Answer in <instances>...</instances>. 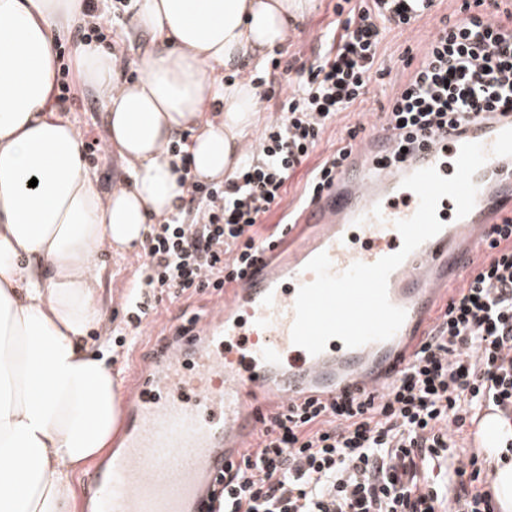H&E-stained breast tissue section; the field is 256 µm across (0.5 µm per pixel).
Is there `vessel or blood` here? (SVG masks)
Masks as SVG:
<instances>
[{
  "label": "vessel or blood",
  "instance_id": "1",
  "mask_svg": "<svg viewBox=\"0 0 512 512\" xmlns=\"http://www.w3.org/2000/svg\"><path fill=\"white\" fill-rule=\"evenodd\" d=\"M506 128L512 114L473 119L460 131L421 137L411 154L398 157L396 139L374 124L335 186L300 211L268 258L226 290L223 303L156 338L129 385L125 447L85 479L83 494L97 512H205L225 464L257 430V410L310 396L383 393L412 360L406 340L427 331L440 286H466L490 215L512 201V157H489L474 175L478 193L467 216L457 217L451 198L440 199L442 230L389 277V299L406 311L391 339L350 349L333 338L316 356L293 344L297 289L314 279L305 266L324 252L338 274L397 252L395 223L418 207L402 180L429 166L452 177L463 143L491 148Z\"/></svg>",
  "mask_w": 512,
  "mask_h": 512
}]
</instances>
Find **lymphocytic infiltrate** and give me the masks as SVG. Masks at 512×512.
<instances>
[{
	"label": "lymphocytic infiltrate",
	"instance_id": "lymphocytic-infiltrate-1",
	"mask_svg": "<svg viewBox=\"0 0 512 512\" xmlns=\"http://www.w3.org/2000/svg\"><path fill=\"white\" fill-rule=\"evenodd\" d=\"M411 0H337L313 62L285 93L256 79L259 98H280L239 170L221 184L181 175L182 202L146 239L131 322L150 309L147 294L191 296L221 290L283 234L265 221L306 169L300 204L330 187L359 135L320 161L311 156L340 113L365 103L387 74L388 33L403 32ZM505 0H462L439 19L410 75L381 114L400 147L414 131L446 133L476 117L512 112V9ZM487 256L468 287L448 301L412 362L381 398L343 395L268 415L256 446L229 464L212 512H497L478 455L461 457L449 483V452L483 407L512 422V217L493 226Z\"/></svg>",
	"mask_w": 512,
	"mask_h": 512
}]
</instances>
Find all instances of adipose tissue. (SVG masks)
I'll list each match as a JSON object with an SVG mask.
<instances>
[{
	"label": "adipose tissue",
	"mask_w": 512,
	"mask_h": 512,
	"mask_svg": "<svg viewBox=\"0 0 512 512\" xmlns=\"http://www.w3.org/2000/svg\"><path fill=\"white\" fill-rule=\"evenodd\" d=\"M314 0H138L134 27L154 49L120 77L111 50L79 43L83 83L100 99L130 175L102 190L80 131L56 112L57 39L85 0H0V512H74L73 485L116 431L120 384L84 343L102 306L104 250L142 243L185 190L168 146L192 131L191 170L224 180L258 124L249 80L217 70L262 62Z\"/></svg>",
	"instance_id": "1"
}]
</instances>
